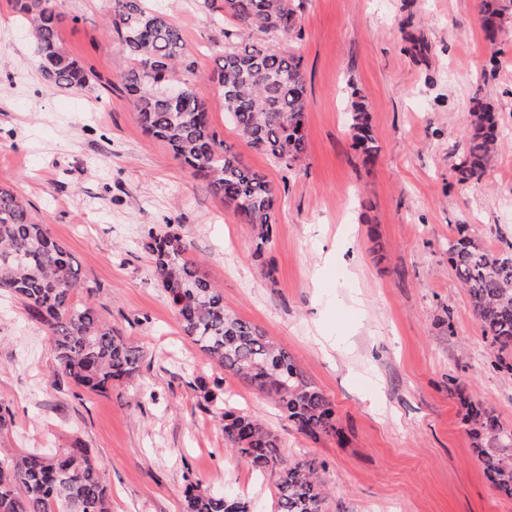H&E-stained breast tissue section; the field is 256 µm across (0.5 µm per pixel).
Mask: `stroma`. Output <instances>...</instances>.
I'll list each match as a JSON object with an SVG mask.
<instances>
[{
	"label": "stroma",
	"mask_w": 512,
	"mask_h": 512,
	"mask_svg": "<svg viewBox=\"0 0 512 512\" xmlns=\"http://www.w3.org/2000/svg\"><path fill=\"white\" fill-rule=\"evenodd\" d=\"M58 5L62 43L97 79L49 84L11 0H0V184L80 264L76 301L143 358L132 379L87 392L63 376L44 327L0 296V401L13 413L0 448L82 441L106 467L112 512H184L190 480L274 512L276 472L252 471L192 389L217 381L227 408L276 434L283 459L316 462L324 512H512L466 421L479 403L512 429V373L497 368L449 262L462 234L512 248V12L491 42L481 0H298L306 149L288 169L225 122L213 80L224 27L203 0H152L181 30L211 125L277 189L260 249L250 225L138 123L119 83L127 59L106 33L109 0ZM354 99L370 116L371 159L348 131ZM479 100L500 144L482 179L462 183L455 163ZM169 224L226 308L329 399L343 437L298 432L184 335L142 247Z\"/></svg>",
	"instance_id": "stroma-1"
}]
</instances>
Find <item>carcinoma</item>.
Returning a JSON list of instances; mask_svg holds the SVG:
<instances>
[{
  "instance_id": "obj_1",
  "label": "carcinoma",
  "mask_w": 512,
  "mask_h": 512,
  "mask_svg": "<svg viewBox=\"0 0 512 512\" xmlns=\"http://www.w3.org/2000/svg\"><path fill=\"white\" fill-rule=\"evenodd\" d=\"M219 18L229 15L242 29L274 34L285 44L259 48L234 41L224 32L217 58L219 98L231 124L251 147L289 168L305 151V78L302 57L290 45L296 27L294 0H207ZM30 29L38 65L49 59L44 77L56 86L83 88L96 78L63 48L58 35L56 0H14ZM512 10V0H482L483 28L489 40ZM109 34L127 59L120 81L143 130L164 142L211 192L256 231L257 248L276 223L277 191L261 172L245 165L224 144L208 119V106L192 87L189 60L180 29L167 13L145 0H112ZM349 131L366 155L376 152L363 103L349 111ZM472 128L455 169L459 180H480L499 138L490 108L477 101ZM46 225L29 217L24 200L0 186V289L23 305L41 324L62 373L90 392L106 393L139 370L142 351L104 321L88 303H77L79 267ZM145 249L161 288L171 300L181 328L215 365L246 380L273 400L300 432L340 434L332 405L307 383L286 351L254 325L224 307V293L190 257V246L171 226L149 229ZM452 270L466 288L483 334L504 352L512 349V254L494 252L478 240L461 237L449 248ZM204 408L252 469H277L276 512H323L325 486L314 462L279 461L278 438L257 418L217 405L218 396L199 384ZM471 433L484 473L500 492L512 496V431L501 428L480 406L471 408ZM187 512H249L247 503L204 493L186 485ZM0 512H111L106 471L90 448L77 440L51 455L0 452Z\"/></svg>"
}]
</instances>
